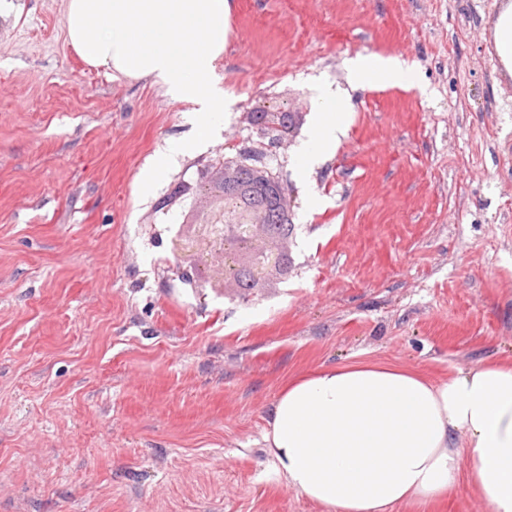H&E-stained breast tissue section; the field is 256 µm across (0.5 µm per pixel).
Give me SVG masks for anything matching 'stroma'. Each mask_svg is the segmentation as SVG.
Masks as SVG:
<instances>
[{"label":"stroma","instance_id":"stroma-1","mask_svg":"<svg viewBox=\"0 0 512 512\" xmlns=\"http://www.w3.org/2000/svg\"><path fill=\"white\" fill-rule=\"evenodd\" d=\"M218 128L88 66L65 0L0 13V512H323L290 490L263 407L322 365L447 379L512 360V78L501 0H230ZM406 61L355 88L359 56ZM346 132L301 172L319 89ZM276 105L288 139L258 134ZM252 151L285 186L292 268L251 300L221 262L182 279L172 239ZM174 159L153 186L142 170ZM503 1L492 21L493 42L504 73L512 77V1Z\"/></svg>","mask_w":512,"mask_h":512}]
</instances>
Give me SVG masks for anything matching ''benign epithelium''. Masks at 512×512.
Masks as SVG:
<instances>
[{
  "instance_id": "benign-epithelium-1",
  "label": "benign epithelium",
  "mask_w": 512,
  "mask_h": 512,
  "mask_svg": "<svg viewBox=\"0 0 512 512\" xmlns=\"http://www.w3.org/2000/svg\"><path fill=\"white\" fill-rule=\"evenodd\" d=\"M255 123L263 131L269 127L280 132V138L288 137L291 129L283 111L270 109L256 114ZM257 167L240 164L234 177L224 182V195L220 203L210 212L197 236L183 245L189 255L178 265L182 277L191 279L208 257L218 256L224 262V274L236 275L240 270V258L250 256L246 271L253 288L262 286L271 271L288 273V256L280 250H256L254 241L257 232L274 239L286 240L292 229L278 225V215L288 212L284 200H279L274 211L250 209L241 201L240 187L258 178Z\"/></svg>"
}]
</instances>
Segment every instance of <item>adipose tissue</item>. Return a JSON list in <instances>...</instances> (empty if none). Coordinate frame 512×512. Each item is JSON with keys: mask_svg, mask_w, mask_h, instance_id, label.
<instances>
[{"mask_svg": "<svg viewBox=\"0 0 512 512\" xmlns=\"http://www.w3.org/2000/svg\"><path fill=\"white\" fill-rule=\"evenodd\" d=\"M230 0H66L69 44L93 67L148 79L214 127L224 92L210 79L224 55ZM396 57L350 62L354 86L402 82ZM347 100L323 90L301 160L324 158ZM263 441L288 487L324 512H392L449 496L466 477L484 512H512V361H485L433 382L370 360L290 379L264 413Z\"/></svg>", "mask_w": 512, "mask_h": 512, "instance_id": "adipose-tissue-1", "label": "adipose tissue"}]
</instances>
